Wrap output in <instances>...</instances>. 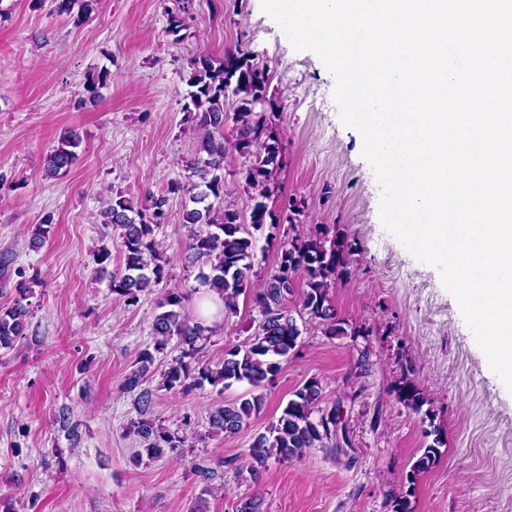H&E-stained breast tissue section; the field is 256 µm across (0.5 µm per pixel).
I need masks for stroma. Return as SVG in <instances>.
I'll list each match as a JSON object with an SVG mask.
<instances>
[{"mask_svg":"<svg viewBox=\"0 0 512 512\" xmlns=\"http://www.w3.org/2000/svg\"><path fill=\"white\" fill-rule=\"evenodd\" d=\"M183 0H97L83 18L52 0H0V308L30 282L26 334L0 350V506L10 512H237L258 496L263 512H391L390 496L430 439L396 388L411 379L435 413L444 446L417 479L412 512H512V393L492 371L455 297L433 265L413 257L380 219L381 188L359 134L345 127L336 79L312 51H298L261 0H192L185 27L168 31ZM239 48L268 67V96L285 147L281 192L305 204L306 234L318 226L351 244L348 276L330 291L345 335L303 330L264 405L234 435L209 436L210 409L247 394L204 386L161 388L174 347L156 354L148 419L184 437L159 459L142 456L139 417L126 375L152 347L151 324L166 289L190 288L181 255L187 181L200 132L185 112L191 60ZM107 79L89 95L99 72ZM81 137L78 159L56 178L44 159L64 130ZM122 192L135 204L167 195L157 231L170 261L162 286L126 305L109 288L123 263L118 230L102 202ZM51 220L39 250L29 239ZM108 249L106 266L96 262ZM249 296L216 322L202 351L217 364L254 336ZM337 406L350 444L313 448L297 461L270 458L258 477L240 465L255 435L309 380ZM212 471L203 480L199 467Z\"/></svg>","mask_w":512,"mask_h":512,"instance_id":"1","label":"stroma"}]
</instances>
